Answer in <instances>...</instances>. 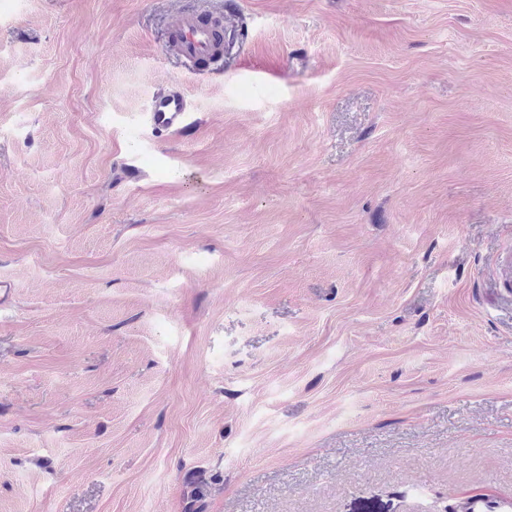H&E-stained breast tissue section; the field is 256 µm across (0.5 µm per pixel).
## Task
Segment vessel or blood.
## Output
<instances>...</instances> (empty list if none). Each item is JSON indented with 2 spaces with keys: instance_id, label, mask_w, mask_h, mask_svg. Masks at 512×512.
Listing matches in <instances>:
<instances>
[{
  "instance_id": "1",
  "label": "vessel or blood",
  "mask_w": 512,
  "mask_h": 512,
  "mask_svg": "<svg viewBox=\"0 0 512 512\" xmlns=\"http://www.w3.org/2000/svg\"><path fill=\"white\" fill-rule=\"evenodd\" d=\"M167 48L180 59L195 62L219 55L223 43L213 23L207 22L201 11L186 6L170 18ZM189 104L178 92L157 95L148 112L153 131L158 133L188 130Z\"/></svg>"
}]
</instances>
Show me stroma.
Masks as SVG:
<instances>
[{"instance_id":"35a3bbf8","label":"stroma","mask_w":512,"mask_h":512,"mask_svg":"<svg viewBox=\"0 0 512 512\" xmlns=\"http://www.w3.org/2000/svg\"><path fill=\"white\" fill-rule=\"evenodd\" d=\"M193 1L0 0V512L512 503V0ZM202 15L201 11L191 5L173 14L168 24L166 50H171L187 62L219 55L223 42L218 37V30ZM189 104L179 92H167L157 95L148 112L149 122L157 133L169 131H188Z\"/></svg>"}]
</instances>
